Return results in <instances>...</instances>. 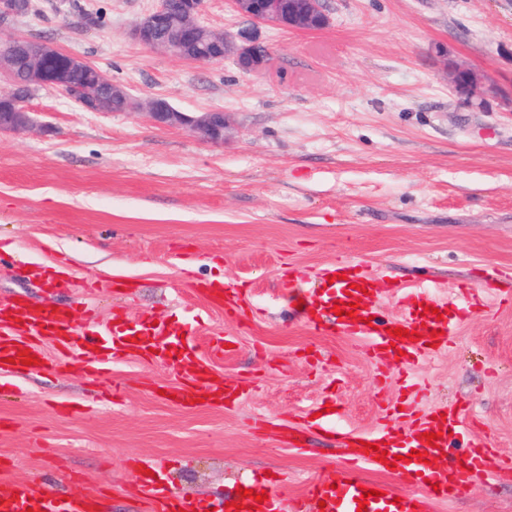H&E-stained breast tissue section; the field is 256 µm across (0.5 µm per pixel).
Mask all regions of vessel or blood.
I'll list each match as a JSON object with an SVG mask.
<instances>
[{
	"mask_svg": "<svg viewBox=\"0 0 512 512\" xmlns=\"http://www.w3.org/2000/svg\"><path fill=\"white\" fill-rule=\"evenodd\" d=\"M348 244H340L335 260L321 271L318 286L306 302L312 311L307 326L314 333L329 330L348 337H366L371 357L379 362L400 360L413 366L431 362L441 350L447 349L462 321L483 308L487 296L499 304L512 305V289L498 288L487 292L478 284H461L459 303L448 305L446 300L407 290L389 283L383 276L350 255ZM195 290L210 304L223 308L226 316L242 317L243 300L238 287L231 283H199ZM397 298L400 315L380 320L375 316L379 299ZM405 329V336H391L393 328ZM49 340L74 354L69 368L82 371L93 365L100 382L112 381V364L135 356L144 360L154 357V345L139 326L121 321L108 332L81 329L70 308L35 307L21 297L0 301V371L15 375L29 373L23 365V351L35 354L39 369H46L48 359L40 343ZM236 381L215 386L210 381L207 366L195 356L183 357L181 382L176 391L185 405H192L200 395H207L214 405H223L225 398L238 392ZM405 425L387 424L364 438L347 437L355 453L336 474L313 479L303 495L293 498L290 509H283L282 498L269 493L262 502L261 512H357L366 504L367 512H432L435 504L450 501L466 491L475 476L490 466L491 449L468 447L451 452L449 433H465L464 413L457 410L445 419L420 417L410 399H403ZM436 433L434 441H426L427 433ZM385 445L388 457L396 461L399 472L409 489L396 493L385 483L365 476V468L375 466L374 455L366 451L367 444ZM426 453V462L410 456L411 450ZM372 497H363V489ZM138 492L144 512H205L199 498L173 495L156 483L139 480ZM97 492L82 491L61 495L53 488L28 480H13L0 491V512H97Z\"/></svg>",
	"mask_w": 512,
	"mask_h": 512,
	"instance_id": "b4317fda",
	"label": "vessel or blood"
}]
</instances>
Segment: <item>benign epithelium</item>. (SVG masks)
Masks as SVG:
<instances>
[{
  "label": "benign epithelium",
  "instance_id": "obj_1",
  "mask_svg": "<svg viewBox=\"0 0 512 512\" xmlns=\"http://www.w3.org/2000/svg\"><path fill=\"white\" fill-rule=\"evenodd\" d=\"M171 2L160 0L155 10L136 22L132 37L149 48L174 51L196 62L211 63L231 57L245 72L261 70L267 65L268 53L258 25L272 21L283 6H288V19L280 22L284 27L320 29L329 24L325 0H289L287 3L284 0H231L235 10L249 18L251 26L218 34L201 21L203 0H181L177 8L172 7ZM30 5V0H0V14L24 16L30 12ZM17 53L28 56L30 66L26 79L36 88H67L70 75L87 66L83 59L63 53L46 42L15 38L10 47L0 50V73L15 75L14 57ZM52 56L59 57L60 67L50 73L45 69L44 61ZM452 82L470 102L484 95L481 79L469 69H457ZM92 85L93 88L86 90V96L79 99V103L91 112H110L112 103L119 102L125 112L138 108L145 110L159 126L186 127L208 142H224L222 110L188 113L158 98L141 103L122 84L112 81L98 69ZM31 126V112L25 106L0 111V131H22Z\"/></svg>",
  "mask_w": 512,
  "mask_h": 512
}]
</instances>
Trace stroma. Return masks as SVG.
<instances>
[{
  "label": "stroma",
  "instance_id": "stroma-1",
  "mask_svg": "<svg viewBox=\"0 0 512 512\" xmlns=\"http://www.w3.org/2000/svg\"><path fill=\"white\" fill-rule=\"evenodd\" d=\"M34 0L0 38L50 43L139 100L222 110L224 141L155 125L146 112H89L39 90L31 128L0 132V296L75 306L97 327L115 311L144 328L192 327L214 383L249 382L241 402L186 410L155 391L174 359L0 380V460L9 478L102 490L101 512H141L137 461L159 459L177 495L235 496L253 475L288 497L344 464L350 447L307 427L323 400L340 424L374 431L400 389L361 338L311 334L288 279L314 287L349 242L381 275L455 302L464 282L512 273V0H328L321 30L265 24L270 60L240 71L149 49L130 35L158 0ZM104 13V23H89ZM486 92L468 103L455 69ZM130 283L110 293L113 279ZM222 278L249 305L239 321L192 286ZM230 339L223 357L209 354ZM423 409L459 406L471 441L500 464L434 512H512V307L488 302L452 347L409 371ZM66 412H57L58 404Z\"/></svg>",
  "mask_w": 512,
  "mask_h": 512
}]
</instances>
